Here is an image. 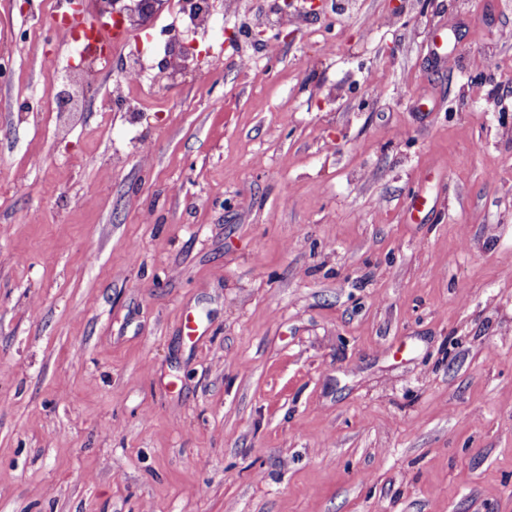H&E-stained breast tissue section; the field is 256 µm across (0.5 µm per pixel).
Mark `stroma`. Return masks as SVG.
<instances>
[{
  "instance_id": "1",
  "label": "stroma",
  "mask_w": 512,
  "mask_h": 512,
  "mask_svg": "<svg viewBox=\"0 0 512 512\" xmlns=\"http://www.w3.org/2000/svg\"><path fill=\"white\" fill-rule=\"evenodd\" d=\"M67 8L0 0V512H512V0H214L139 112Z\"/></svg>"
}]
</instances>
